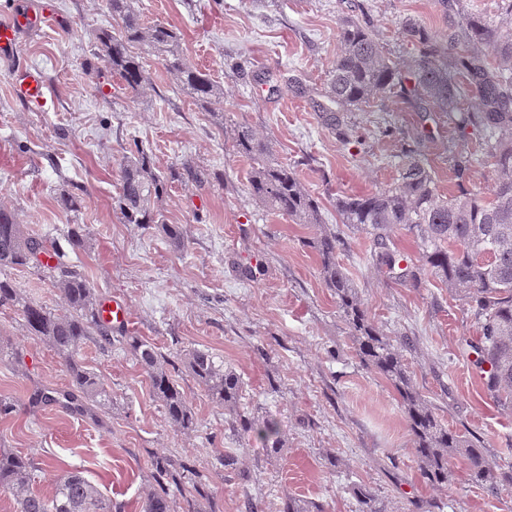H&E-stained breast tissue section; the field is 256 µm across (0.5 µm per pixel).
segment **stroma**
<instances>
[{
    "mask_svg": "<svg viewBox=\"0 0 512 512\" xmlns=\"http://www.w3.org/2000/svg\"><path fill=\"white\" fill-rule=\"evenodd\" d=\"M58 20L23 30L12 54L0 55V208L30 233L52 242L84 273L98 300L124 303L129 320L109 344H86L78 358L104 378L112 402L86 411L34 403L36 391L63 392L62 358L33 336L16 310L0 308V446L34 459L32 487L51 495L57 468H75L122 512H140L158 487L154 461L181 459L189 474L172 493L181 512H280L295 497L313 512H354L351 488L372 487L401 512L434 504L438 512H512V487L490 495L464 479L467 459L448 461V482L424 479L394 389L360 363L335 296L325 287L308 242L316 226L269 211L247 190L251 161L232 148L249 124L319 202L322 218L344 241L338 260L375 323L415 336L406 355L413 385L449 429L484 448L512 475V416L481 391L468 340L478 330L464 297L438 280L426 287L392 284L369 264L365 235L341 224L339 194H363L397 175L403 144L418 148L441 190L450 188L448 144L479 152L481 131L458 130L442 112H422L395 97L345 113L357 130L342 139L312 108L341 49L339 19L367 15L391 56L415 52L398 34L403 16L434 34L448 22L434 0H131L146 24L173 27L185 62L224 90L220 114L179 93L161 59H144L146 94L133 100L96 59V34L110 27L108 0H53ZM41 68L46 107L19 100L15 72ZM389 129V137L378 129ZM144 149L157 173L192 165L208 179H170L151 205L162 224L123 223L120 165ZM85 199L77 212L62 196ZM185 239L174 250L163 224ZM83 225L82 246L69 231ZM258 276L242 280L241 268ZM29 298L64 308L54 283L36 267L5 269ZM159 347L163 366L185 390L196 427H173L126 339ZM209 351L242 381L240 411L275 419L284 446L273 455L237 436L223 406L212 402L186 367L190 350ZM238 456L236 471L225 453Z\"/></svg>",
    "mask_w": 512,
    "mask_h": 512,
    "instance_id": "stroma-1",
    "label": "stroma"
}]
</instances>
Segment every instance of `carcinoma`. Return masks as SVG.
Returning a JSON list of instances; mask_svg holds the SVG:
<instances>
[{
  "label": "carcinoma",
  "mask_w": 512,
  "mask_h": 512,
  "mask_svg": "<svg viewBox=\"0 0 512 512\" xmlns=\"http://www.w3.org/2000/svg\"><path fill=\"white\" fill-rule=\"evenodd\" d=\"M503 12L487 18L473 0H437L441 11L461 21L448 27L441 38L422 22L405 17L399 22L403 41L413 46L415 58L407 71L386 55L365 21H341L343 49L329 71L322 93L325 101L313 102L327 125L339 126L338 114L361 109L389 94L419 100L431 112H445L459 129L472 126L484 133L481 154L463 149L450 156L451 181L456 192L443 195L421 154L402 148L397 177L365 194L336 196L340 223L365 234L371 242L368 260L392 282L409 288L426 286L425 271L441 281L448 292L464 296L479 336L472 348L478 354L482 391L505 414L512 415V0ZM114 25L96 35L98 56L120 78L133 99L145 94L147 55L165 57L178 90L207 112L224 102V91L209 76L181 61L180 38L164 24L146 25L128 0H109ZM478 98V107H464L467 94ZM233 150L254 161L249 175L250 195L266 208L287 215L299 224H316L319 233L308 242L320 259L325 287L336 296L341 317L351 331L355 351L366 367L395 389L407 418L421 474L432 484L448 482V455L464 450L466 479L496 494L505 478L472 442L448 429L434 408L415 390L405 353L413 339L406 333L392 336L371 320L356 285L336 259L341 240L323 227L318 202L307 192L294 168L279 162L269 143L257 138L251 127L240 125ZM491 169L495 185L485 199L476 188L477 167ZM166 186L144 150L126 158L121 167L118 207L127 224H160L149 206ZM399 230L415 244L416 259L409 260L395 247ZM57 257L46 240L28 233L14 214L0 209V269L35 264L59 289L65 312L58 313L24 297L8 279H0V308L21 312L31 334L46 341L63 359L71 381L64 394L70 402L78 395L95 403L112 400L101 376L86 368L77 355L89 342H109L108 327L86 276L62 261L42 263L38 255ZM136 363L148 374L153 394L163 402L171 424L183 431L196 427L187 394L162 367V355L153 344L128 337ZM186 365L212 401L233 415L232 430L253 435L276 454L283 447L277 423L260 424L237 410L242 390L240 378L224 371L212 354L193 349ZM155 469L175 485L184 479L181 466L171 457L155 460ZM36 463L8 448H0V488L16 504L15 512H112L119 506L105 499L83 472L67 470L52 495L41 496L30 488ZM355 512H388L366 486L353 489ZM141 512H177L168 489L160 487L141 506Z\"/></svg>",
  "instance_id": "carcinoma-1"
}]
</instances>
